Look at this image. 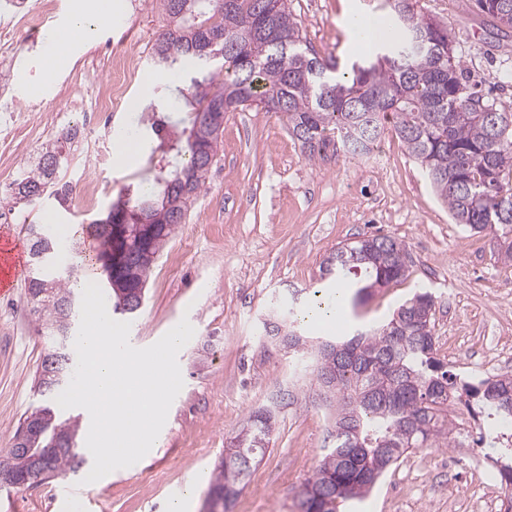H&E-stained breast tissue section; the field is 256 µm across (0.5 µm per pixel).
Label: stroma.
<instances>
[{
	"mask_svg": "<svg viewBox=\"0 0 512 512\" xmlns=\"http://www.w3.org/2000/svg\"><path fill=\"white\" fill-rule=\"evenodd\" d=\"M112 20L96 22V35L66 54L53 80L44 77L52 51L50 31L36 49L19 34V63L0 81L14 101L61 106L84 85L105 78L92 68L99 48L126 40L140 58L130 93L134 110L104 115L93 128L81 127L62 175L75 191L66 206L51 199L31 208L12 207V236L27 244L25 222L51 214L74 229L78 250L88 239L81 229L105 215L129 184L148 167L167 166L169 157L141 151L135 164L114 162L119 134L133 135L141 108L172 106V119L187 108L182 88L189 75L164 77L150 64L156 32L168 19L157 0H117ZM307 46L323 60L346 64L357 53L349 44L345 0H288ZM416 10L448 27L466 81L497 106L512 105V29L500 32L475 12L473 0H417ZM57 138L43 113L31 115V130L12 160L0 159V186L20 165L37 159ZM385 151L358 157L337 152L307 160L284 125L254 108L224 116L220 146L181 225L157 257L146 285L145 304L131 320L140 347H147L181 319L195 329L178 354L183 388L151 454L90 485L86 499L55 500L60 480L41 485H0V512H168L172 490L195 486L194 512H209L208 492L216 465L246 425L252 411L268 406L276 424L263 459L230 512H301L306 480L332 444L331 425L311 374L295 369L278 341L266 337L263 321L290 289L320 287L319 268L337 247L371 234H386L408 252L404 279L371 288L360 318L350 308L339 314L340 335L355 321L382 319L419 291L435 301L437 354L449 370L466 376L488 357L499 372L512 373V294L502 280L512 266L494 258V231L467 232L459 248L448 237L451 218L428 177L393 130L381 136ZM47 352L29 303L27 281L0 295V456L10 448L23 417L43 398L34 378ZM289 399L279 400V390ZM463 449L421 448L389 470L363 499L344 512H483V491L460 458Z\"/></svg>",
	"mask_w": 512,
	"mask_h": 512,
	"instance_id": "obj_1",
	"label": "stroma"
}]
</instances>
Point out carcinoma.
<instances>
[{"label":"carcinoma","mask_w":512,"mask_h":512,"mask_svg":"<svg viewBox=\"0 0 512 512\" xmlns=\"http://www.w3.org/2000/svg\"><path fill=\"white\" fill-rule=\"evenodd\" d=\"M399 10L386 16V31L375 42L374 56L353 61L344 71L319 59L304 44L291 19L288 0H159L168 28L152 46L151 64L175 73L186 63L204 68L190 81L189 94L199 107L174 122L162 111L148 121L159 147L178 158L166 177L149 174L125 187L118 201L131 221L157 225L148 240L133 237L132 268L149 276L146 253L159 254L177 227L186 221L195 197L217 153L224 114L256 106L277 114L291 137L312 160L333 140L353 156L372 151L384 123L393 130L408 154L425 168L439 197L448 205L454 223L481 233L490 228L498 236L497 259L512 263V108H496L463 83L460 61L454 56L448 29L414 12L413 0H394ZM474 8L498 25L512 28V0H473ZM429 37L426 51H406L408 27ZM220 67L224 83L217 87L208 70ZM77 131L68 129L35 161L24 164L9 186V197L36 206L53 198L63 205L73 192L60 178L69 164ZM30 242L28 291L42 296L32 311L53 346L74 348V325L80 304L70 283L80 275L61 265L55 238L43 224L26 225ZM407 252L387 235H373L336 248L320 266V279L329 282L353 274L367 281L352 296L362 300L376 285L403 278ZM288 333L282 342L298 360L306 359L308 337L300 323L309 313L283 299L280 304ZM434 300L418 293L377 326L356 325L344 338L319 342L312 373L321 399L335 412L334 447L323 456L307 480L301 512H339L342 502L369 493L390 469L412 450L450 444L457 430L448 417V396L462 391L479 396L494 422L482 441L503 445L497 421L512 417V374L488 377L472 388L448 371L436 357L433 334ZM69 364L47 403L28 420L42 424L61 445L45 474L31 472L14 436L1 470H10L25 485L75 472L87 462L75 442L78 424L57 421L54 401L72 376ZM275 420L260 409L249 417L244 434L215 469L209 495L224 502L245 486L258 456L266 451ZM504 495L503 512H512V468L499 469Z\"/></svg>","instance_id":"carcinoma-1"}]
</instances>
